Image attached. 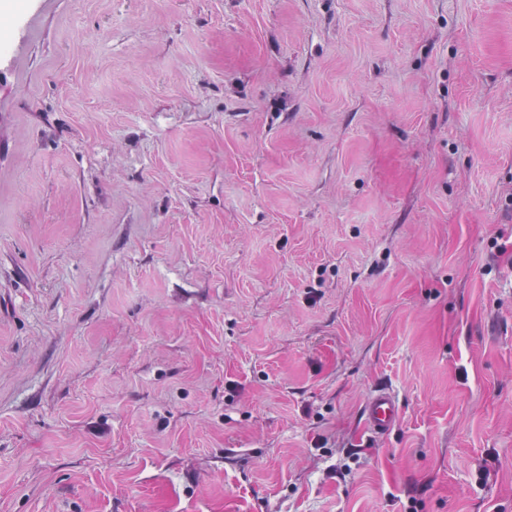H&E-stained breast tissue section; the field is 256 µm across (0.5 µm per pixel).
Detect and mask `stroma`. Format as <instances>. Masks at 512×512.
<instances>
[{
  "label": "stroma",
  "instance_id": "obj_1",
  "mask_svg": "<svg viewBox=\"0 0 512 512\" xmlns=\"http://www.w3.org/2000/svg\"><path fill=\"white\" fill-rule=\"evenodd\" d=\"M0 14V512H512V0ZM399 419V402L386 386L375 388L368 396L364 408V423L374 435H387Z\"/></svg>",
  "mask_w": 512,
  "mask_h": 512
}]
</instances>
